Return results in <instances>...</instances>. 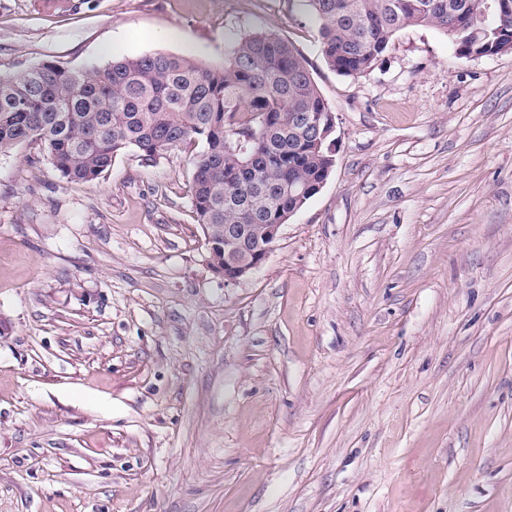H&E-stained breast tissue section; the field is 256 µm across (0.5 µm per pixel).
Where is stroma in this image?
I'll use <instances>...</instances> for the list:
<instances>
[{
	"label": "stroma",
	"instance_id": "obj_1",
	"mask_svg": "<svg viewBox=\"0 0 512 512\" xmlns=\"http://www.w3.org/2000/svg\"><path fill=\"white\" fill-rule=\"evenodd\" d=\"M290 41L336 161L235 284L200 144L72 183L0 155V512H512V52L325 64L301 0H0V74Z\"/></svg>",
	"mask_w": 512,
	"mask_h": 512
}]
</instances>
